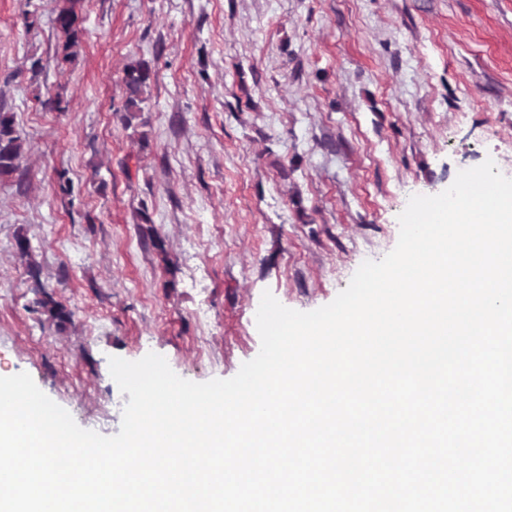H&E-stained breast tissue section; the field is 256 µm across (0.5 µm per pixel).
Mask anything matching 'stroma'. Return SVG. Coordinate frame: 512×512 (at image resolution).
Masks as SVG:
<instances>
[{
	"label": "stroma",
	"instance_id": "35a3bbf8",
	"mask_svg": "<svg viewBox=\"0 0 512 512\" xmlns=\"http://www.w3.org/2000/svg\"><path fill=\"white\" fill-rule=\"evenodd\" d=\"M61 4L0 0V110L25 144L0 182V376L84 429L120 430L110 357L231 378L263 292L324 306L395 247L411 196L489 158L512 173V0H81L72 62ZM40 286L70 322L33 307ZM150 78L148 68L141 65L130 66L125 70L124 83L127 90L128 98L126 103L125 123L130 124V118L133 117L134 112L140 111L139 104L144 101L141 97L143 88L146 87L147 81Z\"/></svg>",
	"mask_w": 512,
	"mask_h": 512
}]
</instances>
